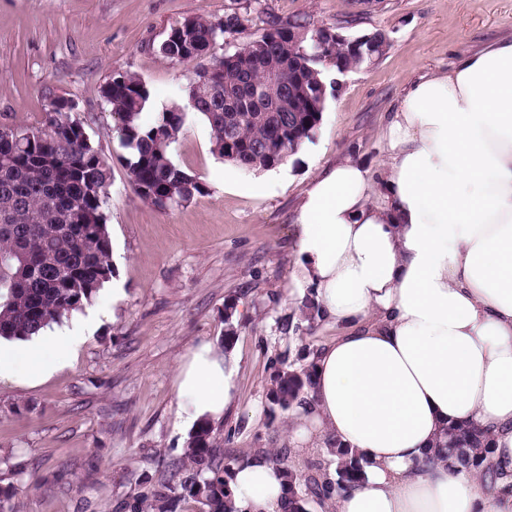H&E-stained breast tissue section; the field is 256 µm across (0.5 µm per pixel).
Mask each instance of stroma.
<instances>
[{
  "mask_svg": "<svg viewBox=\"0 0 512 512\" xmlns=\"http://www.w3.org/2000/svg\"><path fill=\"white\" fill-rule=\"evenodd\" d=\"M247 14L240 47L270 20L304 16L357 37L386 32L392 45L374 65L326 86L311 141L260 192L225 190L224 160L211 150L204 118L186 112L173 162L203 183L190 203L163 212L142 200L127 151L101 106L119 71L151 92L143 123L183 105L189 64L160 44L188 17ZM512 36V0H0V123L39 128L50 100L67 99L112 166L105 209L123 294L99 290L92 335L35 384L0 382V486L14 488L13 512H119L147 476L182 455L190 434L176 415V368L200 342L224 350L234 327L238 398L215 425L226 456L286 448L288 416L271 413L272 364L301 342L319 346L334 327L301 324L310 289L287 294L295 269L290 237L297 204L322 166L349 155L369 168L384 158L381 131L408 83L448 69L465 51ZM299 335H283V323Z\"/></svg>",
  "mask_w": 512,
  "mask_h": 512,
  "instance_id": "obj_1",
  "label": "stroma"
}]
</instances>
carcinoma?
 Returning a JSON list of instances; mask_svg holds the SVG:
<instances>
[{
  "mask_svg": "<svg viewBox=\"0 0 512 512\" xmlns=\"http://www.w3.org/2000/svg\"><path fill=\"white\" fill-rule=\"evenodd\" d=\"M237 12L219 20L190 17L171 28L160 54L193 65L183 107L139 122L151 106L140 77L117 72L102 88L138 195L161 211L204 192L198 178L171 160L185 111L201 114L211 130L212 152L246 169L283 164L288 151L311 139L324 110L322 60L340 73L372 65L386 52V34L372 33L360 51L321 48L320 30L306 19L271 21L262 34L221 56L216 45L243 30ZM49 132L9 125L0 130V337L30 336L90 303L112 279V242L105 221L112 169L92 145L79 119L60 109L44 115ZM318 348L300 346L297 358L278 361L269 378L270 405L288 411L312 386ZM466 469L484 462L488 447L477 429L448 425L439 444ZM290 449L266 455L284 469L285 512H308V497L323 502L360 484L363 459L337 441L309 476L288 464ZM244 458L221 460L214 430L201 423L189 435L184 458L150 478V492L123 504L125 512H176L192 499L202 512H237L231 482Z\"/></svg>",
  "mask_w": 512,
  "mask_h": 512,
  "instance_id": "obj_1",
  "label": "carcinoma"
}]
</instances>
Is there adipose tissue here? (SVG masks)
<instances>
[{"mask_svg": "<svg viewBox=\"0 0 512 512\" xmlns=\"http://www.w3.org/2000/svg\"><path fill=\"white\" fill-rule=\"evenodd\" d=\"M371 170L322 167L293 223V278L337 335L289 413L296 452L341 441L365 479L335 512H512V38L411 83ZM82 340L0 339V380L36 382ZM239 359L192 347L177 374L186 424L223 421ZM486 433L489 470L437 458L449 424ZM283 472L236 464L238 512H281Z\"/></svg>", "mask_w": 512, "mask_h": 512, "instance_id": "1", "label": "adipose tissue"}]
</instances>
